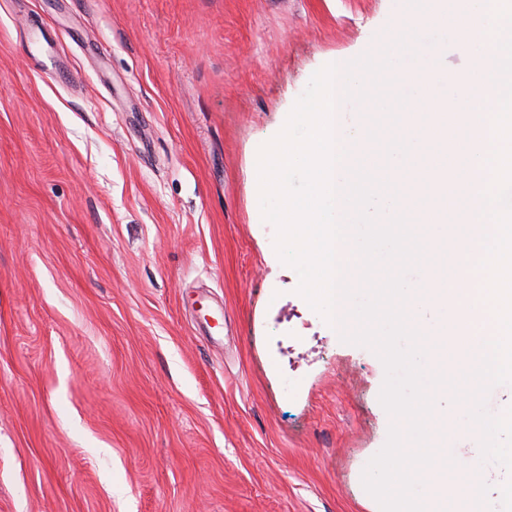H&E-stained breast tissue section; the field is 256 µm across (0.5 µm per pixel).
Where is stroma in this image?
<instances>
[{"mask_svg": "<svg viewBox=\"0 0 512 512\" xmlns=\"http://www.w3.org/2000/svg\"><path fill=\"white\" fill-rule=\"evenodd\" d=\"M390 23V0H0V512H377L384 366L255 214L260 146Z\"/></svg>", "mask_w": 512, "mask_h": 512, "instance_id": "obj_1", "label": "stroma"}]
</instances>
